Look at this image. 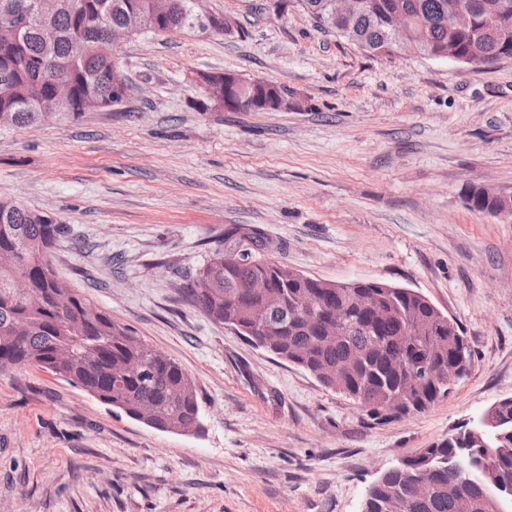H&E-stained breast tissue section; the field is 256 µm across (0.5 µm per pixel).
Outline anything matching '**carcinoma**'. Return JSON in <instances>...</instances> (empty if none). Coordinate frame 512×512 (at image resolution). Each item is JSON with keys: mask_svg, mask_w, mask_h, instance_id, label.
Returning a JSON list of instances; mask_svg holds the SVG:
<instances>
[{"mask_svg": "<svg viewBox=\"0 0 512 512\" xmlns=\"http://www.w3.org/2000/svg\"><path fill=\"white\" fill-rule=\"evenodd\" d=\"M475 7L478 37L461 35L451 25L453 8ZM317 28L334 33L372 56L389 59L394 47L389 38V16L404 14L419 50L441 54L459 43L470 65L497 61L502 47H512V0H363L359 15L330 27L333 0H296ZM191 0H58L55 11L20 27L18 39L0 42V129L26 127L41 121L37 107L53 101L54 83L68 80L73 87L70 104L57 113L69 120L82 113L112 106L103 89L112 67V44L105 40L106 26L127 27L132 34L152 24L156 14L165 16L163 32L194 30ZM468 207L493 211L498 198L474 188L466 195ZM65 225L52 217L32 212L21 204L0 198V255L12 257V266L0 265V373L36 367L97 395L99 400L133 417L146 407L161 426H192L200 414L196 384L181 366L167 356L144 361L141 338L114 320L107 312L71 290L60 280L49 254ZM26 274L36 304L18 294L13 282ZM254 277L267 278L274 290L288 297L274 309L269 324L283 328L280 336L268 337L266 352L320 372L335 382L358 405H373L366 415L379 423L419 414L449 393L448 365L462 357L470 361L469 346H460V329H448V321L408 288H383L378 282L355 285L390 305L394 316L386 323L374 320L371 310L357 307L348 298L349 289L331 291L315 279L298 278L272 260L224 261V251L214 252L196 275L186 299L217 323L244 312L251 295L243 285ZM305 296L316 310L343 319L336 331L309 326L294 302ZM60 348L69 356L60 366L54 353ZM144 363L143 373L126 375L132 362ZM433 363L445 379L406 389L407 404L398 413L386 414L383 404L404 386L405 368ZM344 374L336 375V368ZM502 425L497 439L489 438L501 478L512 479V400L499 404ZM476 435L466 429L448 435L424 452L432 456L431 488L416 498L412 484L417 459H404L402 466L377 480L362 512H386L397 497L406 500V512H495L492 501L504 504L493 485L474 484L477 468L460 469L462 456L485 455L473 446Z\"/></svg>", "mask_w": 512, "mask_h": 512, "instance_id": "carcinoma-1", "label": "carcinoma"}]
</instances>
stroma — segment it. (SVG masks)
Wrapping results in <instances>:
<instances>
[{
    "label": "stroma",
    "mask_w": 512,
    "mask_h": 512,
    "mask_svg": "<svg viewBox=\"0 0 512 512\" xmlns=\"http://www.w3.org/2000/svg\"><path fill=\"white\" fill-rule=\"evenodd\" d=\"M202 0L231 30L114 49L119 105L0 132V198L64 224L62 281L194 379L203 433L161 432L57 376L0 374V512H361L400 460L512 398V58L381 59L295 5ZM261 77L279 112L215 107L200 74ZM265 253L336 283L422 293L468 340V374L383 424L185 300L214 250ZM497 196L503 203V207L499 203L497 197L491 196L486 190L474 188L471 189L466 195V201L468 207L470 209H475L478 211H494L495 209L502 207V209L498 212H493L492 214H499L500 216H511L512 215V196L501 195L497 193H493Z\"/></svg>",
    "instance_id": "stroma-1"
}]
</instances>
